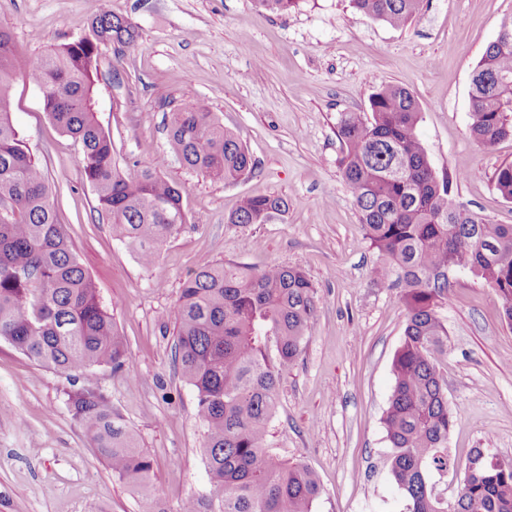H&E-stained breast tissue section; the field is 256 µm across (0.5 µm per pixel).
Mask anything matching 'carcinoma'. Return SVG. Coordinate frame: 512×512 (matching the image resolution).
Segmentation results:
<instances>
[{"label": "carcinoma", "mask_w": 512, "mask_h": 512, "mask_svg": "<svg viewBox=\"0 0 512 512\" xmlns=\"http://www.w3.org/2000/svg\"><path fill=\"white\" fill-rule=\"evenodd\" d=\"M255 2L283 15L299 0ZM421 3L350 0L356 12L394 27L416 17ZM136 39L132 21L103 7L92 10L87 36L42 56L18 55L0 28V339L66 374L70 411L91 445L114 478L142 492L152 480L151 459L90 380L95 367L130 371L126 345L59 222L55 190L11 119L12 87L27 79L43 91L56 127L81 144L85 179L112 217L113 233L143 265H154L157 247L187 223L183 189L156 167L125 178L96 117L100 46L122 49ZM470 101V132L479 143L512 139V18L474 68ZM419 119L414 95L388 84L371 95L366 111L342 112L337 122L338 166L379 257L375 278L400 289L407 312L384 416L389 471L407 512H512V465L487 448L472 450L453 503L431 482L432 471L448 469L454 419L435 360L448 343L438 308L449 276L467 270L498 293L512 325V224H494L452 201L459 176L432 169L416 133ZM168 135L181 164L213 180L257 170L235 133L204 107L171 113ZM495 187L512 202V162L497 169ZM286 209L279 196H247L226 223L265 224ZM314 310L315 287L298 268L255 271L229 261L203 265L183 283L173 309L175 364L196 390L213 492L187 499L181 512H313L322 493L318 477L271 453L267 437L281 367L299 354Z\"/></svg>", "instance_id": "carcinoma-1"}]
</instances>
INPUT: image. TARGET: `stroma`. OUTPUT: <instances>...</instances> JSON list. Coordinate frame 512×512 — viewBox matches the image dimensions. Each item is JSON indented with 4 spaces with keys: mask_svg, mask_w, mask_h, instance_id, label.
Instances as JSON below:
<instances>
[{
    "mask_svg": "<svg viewBox=\"0 0 512 512\" xmlns=\"http://www.w3.org/2000/svg\"><path fill=\"white\" fill-rule=\"evenodd\" d=\"M130 19L134 46L99 50L98 121L124 176L164 159L182 186L187 224L158 249L155 266L112 235L84 178L80 143L47 116L37 86L18 82L12 120L56 187L65 224L100 303L125 341L131 372L95 370V385L150 455L148 493L116 480L67 405L66 375L0 341V512H145L150 499L180 512L212 490L196 392L174 366L172 311L184 281L205 264H279L304 271L315 316L298 357L281 371L270 446L313 468L323 486L314 512H406L387 464L383 418L393 359L406 326L396 289L377 283V254L364 239L351 188L338 168L340 113L367 108L386 84L417 99L418 135L437 173L458 175L451 198L496 224L512 202L494 174L512 162V139L492 146L470 135V76L512 0H423L393 27L356 13L349 0H301L277 16L255 0H108ZM89 0H0V27L19 52L40 56L86 36ZM202 106L235 131L255 174L219 181L180 164L167 124ZM248 195L286 199L267 224H230ZM439 316L448 344L437 365L455 411L448 468L433 472L452 499L473 449L512 462V326L498 294L457 273Z\"/></svg>",
    "mask_w": 512,
    "mask_h": 512,
    "instance_id": "stroma-1",
    "label": "stroma"
}]
</instances>
